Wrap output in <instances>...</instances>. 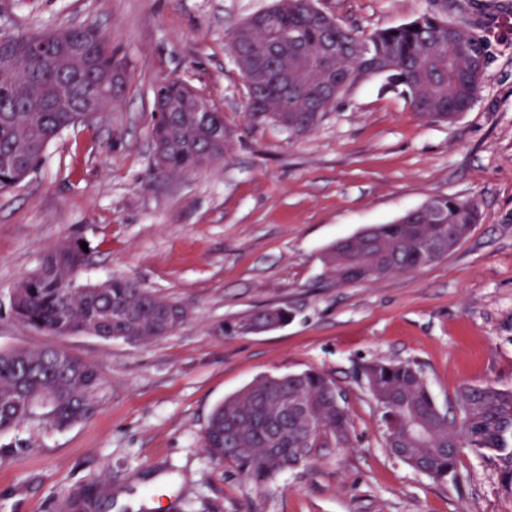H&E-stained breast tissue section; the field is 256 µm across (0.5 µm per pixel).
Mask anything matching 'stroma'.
<instances>
[{"instance_id":"obj_1","label":"stroma","mask_w":512,"mask_h":512,"mask_svg":"<svg viewBox=\"0 0 512 512\" xmlns=\"http://www.w3.org/2000/svg\"><path fill=\"white\" fill-rule=\"evenodd\" d=\"M276 0H0V26L38 33L95 23L127 63L110 112L64 133L19 186L0 191V348L60 347L95 365L107 395L90 418L34 419L0 436V512H512L494 466L466 452L459 481L437 482L386 446L361 369L417 364L435 403L466 384L512 389V41L495 51L477 99L454 123L419 118L373 78L320 126L251 127L234 29ZM364 32L417 17L426 0H315ZM177 76L223 112L238 137L223 159L153 173V87ZM436 195L475 201L481 219L447 257L367 284L337 285L324 253ZM86 242L77 284L132 278L184 304L187 321L145 345L53 336L16 318L10 296L44 256ZM269 306L280 328L233 327ZM306 369L342 391L348 440L308 465L254 480L213 461V408L266 376Z\"/></svg>"}]
</instances>
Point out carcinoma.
I'll use <instances>...</instances> for the list:
<instances>
[{"label": "carcinoma", "instance_id": "obj_1", "mask_svg": "<svg viewBox=\"0 0 512 512\" xmlns=\"http://www.w3.org/2000/svg\"><path fill=\"white\" fill-rule=\"evenodd\" d=\"M232 33L231 50L247 83L246 111L254 127L274 122L291 134L313 131L346 92L372 77L401 89L420 118L446 122L475 102L492 60V40L512 4L497 0H427L413 20L369 34L346 27L314 0H278ZM52 51L28 53L31 35L12 34L11 63L0 67V190L39 165L63 132L90 124L125 92L127 65L94 24L39 33ZM180 80L154 87L150 134L155 169L166 175L198 171L221 159L236 137L224 113L210 108ZM478 222L470 201L438 195L406 224H376L353 244H332L324 262L336 281L362 284L414 271L444 255ZM87 263L77 241L50 251L40 268L13 290L17 318L54 336L86 333L105 340L147 343L177 330L188 310L132 279L75 285ZM288 320L269 307L242 318L241 334L260 314ZM382 411L388 448L413 470L457 479L467 449L492 462L512 493V389L461 387L458 414L434 402L422 371L410 363L373 361L363 368ZM105 392L95 365L59 349H0V434L34 417L66 428L91 417ZM347 438L344 399L325 374L306 370L264 377L212 411L203 447L212 459L246 477L270 479L305 465L314 449Z\"/></svg>", "mask_w": 512, "mask_h": 512}]
</instances>
